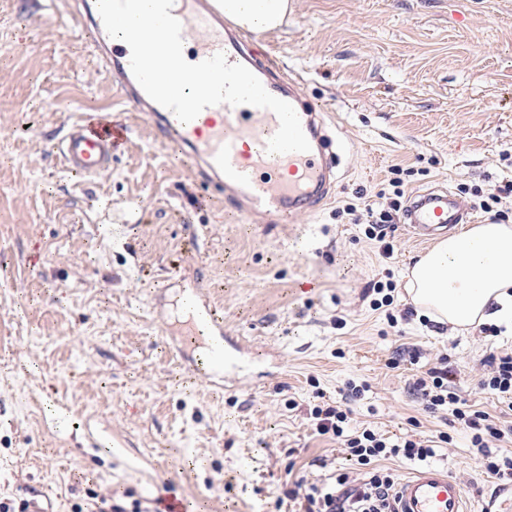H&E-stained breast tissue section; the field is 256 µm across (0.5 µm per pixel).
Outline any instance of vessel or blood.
<instances>
[{"mask_svg":"<svg viewBox=\"0 0 512 512\" xmlns=\"http://www.w3.org/2000/svg\"><path fill=\"white\" fill-rule=\"evenodd\" d=\"M171 14L182 24L188 62L221 52L228 63L246 66L271 95L294 107L310 151L268 153V141L279 127L277 116L268 109L222 104L180 123L135 80L130 51L115 45L107 34L96 0H80V13L72 18L70 28L76 34L92 33L105 78L117 83L128 102L146 113L158 140L176 144L197 165L204 184L223 192L226 210L262 213L276 221L316 212L327 202L337 176L336 139L321 119V106L304 99L300 78L284 72L276 58L257 57L253 32L226 17L221 0H174ZM128 141L127 126L86 119L72 127L59 152L67 169L95 176L111 166ZM470 221L468 209L447 188L415 192L407 208L408 230L419 242ZM172 305L175 315L167 333L176 339L175 356L192 373L220 383L225 372L237 368L238 357L225 344L224 317L217 304L203 290L185 288L176 292ZM394 510L467 512L466 493L448 471L422 467L399 483Z\"/></svg>","mask_w":512,"mask_h":512,"instance_id":"1","label":"vessel or blood"}]
</instances>
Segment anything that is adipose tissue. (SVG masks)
Returning <instances> with one entry per match:
<instances>
[{
    "instance_id": "1",
    "label": "adipose tissue",
    "mask_w": 512,
    "mask_h": 512,
    "mask_svg": "<svg viewBox=\"0 0 512 512\" xmlns=\"http://www.w3.org/2000/svg\"><path fill=\"white\" fill-rule=\"evenodd\" d=\"M227 17L263 33L278 28L288 0H224ZM410 298L455 332L487 322L512 332V225L477 224L438 241L410 271Z\"/></svg>"
}]
</instances>
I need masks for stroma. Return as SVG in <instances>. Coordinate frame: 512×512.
<instances>
[{"label": "stroma", "instance_id": "35a3bbf8", "mask_svg": "<svg viewBox=\"0 0 512 512\" xmlns=\"http://www.w3.org/2000/svg\"><path fill=\"white\" fill-rule=\"evenodd\" d=\"M74 8L0 0V501L79 512L92 492L145 502L164 490L189 512H294L285 491L321 477L315 459L346 466L307 419L316 392L336 400L346 382L368 383L352 418L389 436L413 417L439 426L407 371L387 367L403 348L430 363L446 354L460 395L492 407L476 380L512 335L488 342L416 315L388 327L362 292L393 273V308H407L406 273L427 247L399 211L383 259L336 209L385 188L398 164L406 194L450 188L486 221L467 189L512 180V0H290L259 45L326 105L341 173L328 203L286 224L225 214L223 196L105 79L89 42L65 36ZM89 114L130 129L96 177L58 153ZM188 262L242 346L244 368L220 392L166 347L161 292ZM101 437L121 454L95 448ZM437 463L471 512L512 499V482L487 474L465 438Z\"/></svg>", "mask_w": 512, "mask_h": 512}]
</instances>
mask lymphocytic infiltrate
<instances>
[{
	"instance_id": "1",
	"label": "lymphocytic infiltrate",
	"mask_w": 512,
	"mask_h": 512,
	"mask_svg": "<svg viewBox=\"0 0 512 512\" xmlns=\"http://www.w3.org/2000/svg\"><path fill=\"white\" fill-rule=\"evenodd\" d=\"M390 193L384 205L348 203L343 213L352 215L364 227L368 239L379 242L384 257H392L394 246L387 229L393 213L405 195L400 177L388 181ZM456 372L447 355H440L433 366L411 374L409 386L420 399L425 412L446 417L449 430L420 433L419 420H412L411 434L395 439L372 426L350 429V402L361 399L368 384L347 383L339 401L316 404L310 409V422L317 435L335 440L352 468L329 471L316 482L298 480L288 490V499L298 512H393L395 474L391 462L417 465L433 462L439 449L452 444L454 432H461L477 448L485 471L501 480H512V448L505 440L512 434V352L490 354L478 379L479 389L491 396L493 410L487 411L461 397L454 379Z\"/></svg>"
}]
</instances>
